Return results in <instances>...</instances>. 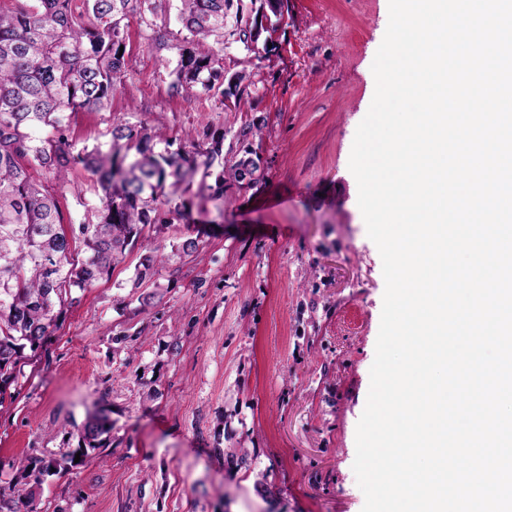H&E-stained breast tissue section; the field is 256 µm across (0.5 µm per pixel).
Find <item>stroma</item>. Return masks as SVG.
<instances>
[{
    "instance_id": "35a3bbf8",
    "label": "stroma",
    "mask_w": 512,
    "mask_h": 512,
    "mask_svg": "<svg viewBox=\"0 0 512 512\" xmlns=\"http://www.w3.org/2000/svg\"><path fill=\"white\" fill-rule=\"evenodd\" d=\"M388 20L389 0H289L275 49H225V74L245 76L227 110L200 88L170 94L175 22L131 19L112 107L73 115V143L107 145L117 120L178 141L221 132L225 156L257 152L260 177L179 187L191 223L148 243L197 235L199 253L137 288L130 250L22 362L0 403V486L18 487L19 512H362L355 435L385 281L349 158ZM93 415L110 431L79 465L21 473L77 448Z\"/></svg>"
}]
</instances>
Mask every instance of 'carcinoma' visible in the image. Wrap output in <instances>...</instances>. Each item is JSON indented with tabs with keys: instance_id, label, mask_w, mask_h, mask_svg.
<instances>
[{
	"instance_id": "1",
	"label": "carcinoma",
	"mask_w": 512,
	"mask_h": 512,
	"mask_svg": "<svg viewBox=\"0 0 512 512\" xmlns=\"http://www.w3.org/2000/svg\"><path fill=\"white\" fill-rule=\"evenodd\" d=\"M0 4V401L17 383L18 365L43 347L67 308L83 291L108 276L126 252L145 239L188 223L180 206L164 195L167 182L191 183L199 167L253 185L259 157L250 150L224 162V134L191 149L142 125L112 126L107 149H81L69 141V119L105 111L125 75L129 20L170 17L180 29L173 95L195 85L219 97L241 98L243 76L224 81V45L247 52L268 48L289 11L288 0H9ZM101 189L84 205L76 224H63L60 188L75 172ZM200 251L186 238L166 253L142 246L134 286L158 267ZM110 429L104 416L83 424L79 442L96 448ZM75 453L37 459L41 475L73 467Z\"/></svg>"
}]
</instances>
